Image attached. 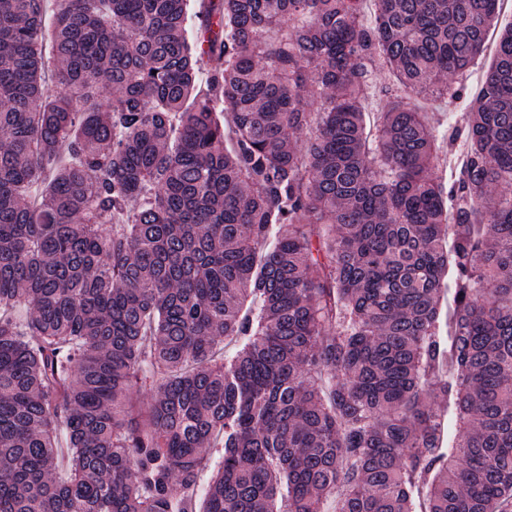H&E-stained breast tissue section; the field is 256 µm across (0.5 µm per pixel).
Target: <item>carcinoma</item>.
I'll return each mask as SVG.
<instances>
[{"label":"carcinoma","mask_w":512,"mask_h":512,"mask_svg":"<svg viewBox=\"0 0 512 512\" xmlns=\"http://www.w3.org/2000/svg\"><path fill=\"white\" fill-rule=\"evenodd\" d=\"M45 2L0 0V512H512L500 0H53L48 57Z\"/></svg>","instance_id":"obj_1"}]
</instances>
